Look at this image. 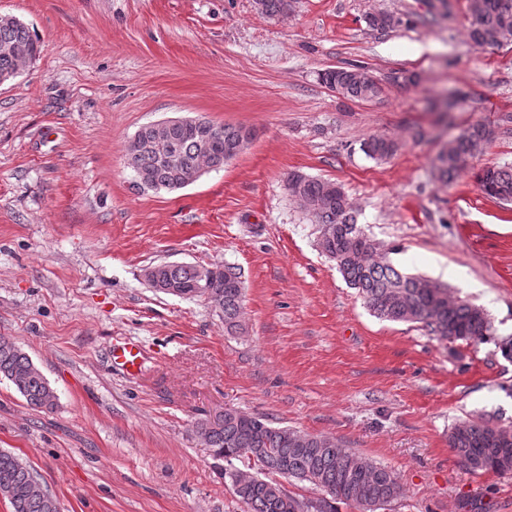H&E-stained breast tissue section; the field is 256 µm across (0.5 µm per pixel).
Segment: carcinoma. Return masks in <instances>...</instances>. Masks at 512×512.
I'll use <instances>...</instances> for the list:
<instances>
[{"label": "carcinoma", "instance_id": "obj_1", "mask_svg": "<svg viewBox=\"0 0 512 512\" xmlns=\"http://www.w3.org/2000/svg\"><path fill=\"white\" fill-rule=\"evenodd\" d=\"M469 38L475 43L486 36L493 43L512 42V0H469ZM366 23L374 30L394 27L395 18L385 12L372 13ZM40 52L30 28L15 17L0 16V82L14 78L21 65ZM329 89L354 101L377 97L380 87L361 68L334 67L319 73ZM492 132L477 124L448 142L439 154L437 171L447 184L481 153ZM137 140L126 148V164L136 186L143 191H176L188 186L193 173L224 168V161L238 156L250 143L252 133L235 125L199 127L174 125L157 136L151 125L141 127ZM372 159L392 156L399 148L390 137H371L361 144ZM484 194L504 204L512 203V165L488 166L478 173ZM286 188L319 226L317 245L336 263L345 280L357 289L364 305L377 318L422 325L441 341L482 344L492 336L488 314L479 306L456 296L431 279L398 270L380 245L370 239L360 224L353 204L342 187L298 172L288 174ZM219 295L215 310L224 318L228 333L243 330L241 312L244 282L238 268H214L189 263L159 262L152 265L149 285L159 292L173 289L189 298L212 300L201 291L204 281ZM0 378L11 382L34 410H51L57 396L48 379L29 355L0 336ZM211 455L227 463L224 477L233 480L240 468L233 461L249 454L259 471L249 483L234 488L248 512H337L343 503L356 512H379L402 495L398 473L365 459L336 440L288 426L275 427L269 419L245 418L235 409L222 417L199 422ZM512 425L493 424L481 417L459 419L448 435V446L458 462L472 473L512 475V444H499ZM278 475L325 494L320 506L315 499L286 493L272 480ZM33 470L13 453L0 449V496L11 512H58L56 499L37 489Z\"/></svg>", "mask_w": 512, "mask_h": 512}]
</instances>
